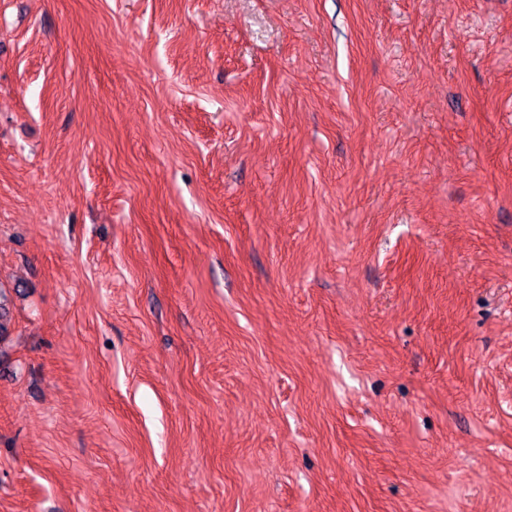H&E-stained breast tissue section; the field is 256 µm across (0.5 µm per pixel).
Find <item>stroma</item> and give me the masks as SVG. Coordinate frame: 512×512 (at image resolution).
<instances>
[{
    "label": "stroma",
    "instance_id": "obj_1",
    "mask_svg": "<svg viewBox=\"0 0 512 512\" xmlns=\"http://www.w3.org/2000/svg\"><path fill=\"white\" fill-rule=\"evenodd\" d=\"M0 512H512V0H0Z\"/></svg>",
    "mask_w": 512,
    "mask_h": 512
}]
</instances>
